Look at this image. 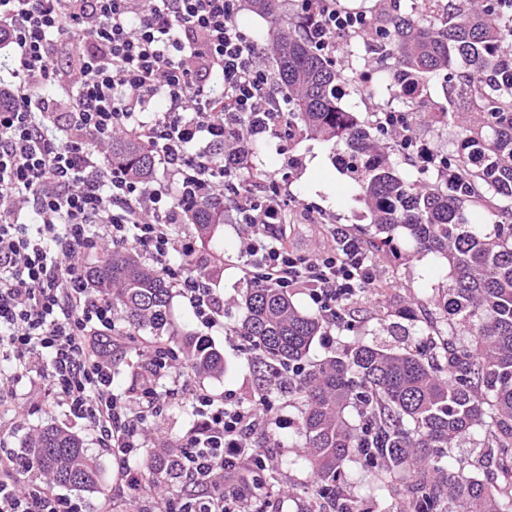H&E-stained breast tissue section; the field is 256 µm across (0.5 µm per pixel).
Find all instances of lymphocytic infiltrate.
Masks as SVG:
<instances>
[{"instance_id":"1","label":"lymphocytic infiltrate","mask_w":512,"mask_h":512,"mask_svg":"<svg viewBox=\"0 0 512 512\" xmlns=\"http://www.w3.org/2000/svg\"><path fill=\"white\" fill-rule=\"evenodd\" d=\"M241 0H0V46L11 64L9 107L0 108V362L35 398L0 392V512H86L47 484L23 485L5 435L35 399H53L114 457L127 495L96 512H259L254 486L268 449L253 437L272 409L264 390L229 404L175 369L171 347L140 341L131 394L115 392L112 354L127 345L112 307L90 288L82 255L135 248L173 281L203 326L224 303L205 278L183 271L197 255L181 232L191 204L223 195L243 243L246 280L304 292L335 320L336 305L379 281L377 252L344 224L329 245L289 249L288 191L276 179L240 182L223 155L192 151L247 124L251 135L285 136L287 99L261 63L262 47L236 24ZM363 31L339 0H318L307 37L327 56ZM79 47L72 70L54 56ZM153 145L172 187L129 179L104 154L115 133ZM194 416L178 446L189 488L176 497L148 489L135 460L155 443L147 430L166 397Z\"/></svg>"}]
</instances>
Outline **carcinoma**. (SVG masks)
Returning <instances> with one entry per match:
<instances>
[{"label": "carcinoma", "instance_id": "obj_1", "mask_svg": "<svg viewBox=\"0 0 512 512\" xmlns=\"http://www.w3.org/2000/svg\"><path fill=\"white\" fill-rule=\"evenodd\" d=\"M268 22L270 73L288 91V139L331 142L353 176L356 197L372 214L367 240L379 253H397L400 235L416 251L447 260L451 284L433 296L408 300L400 315L420 316L424 327L408 348L347 342L339 353L309 360L327 325L317 312L298 309L278 288L250 285L239 305L236 333L258 353L262 376L288 368L289 396L301 408V458L311 469L318 508L372 512L366 499L340 498L355 462L373 478L404 483L403 512H512V15L499 0H374L366 14L370 59L386 69L409 110L429 124L466 114L451 153L425 166L413 162L398 135L383 146L372 122L340 104V86L352 80L319 51L305 32L308 15L292 19L283 0H246ZM441 77L448 105L429 106L426 85ZM414 168L397 173L396 155ZM239 157L241 178L258 183L247 124L224 140V160ZM112 163L148 181L157 156L145 140L112 137ZM487 212L489 223L467 217ZM205 243L224 223V206L205 199L188 212ZM96 293L112 305L121 335L175 344L187 368L224 373V355L205 339L178 343L169 334L173 288L133 249L117 250L86 267ZM336 332L354 330L348 302L336 305ZM469 442L478 460L455 449ZM30 473L58 488L90 495L103 489V471L75 432L47 425L26 435L17 452ZM146 479L159 487L183 478L171 447L154 448Z\"/></svg>", "mask_w": 512, "mask_h": 512}]
</instances>
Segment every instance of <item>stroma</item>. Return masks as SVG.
<instances>
[{
    "instance_id": "35a3bbf8",
    "label": "stroma",
    "mask_w": 512,
    "mask_h": 512,
    "mask_svg": "<svg viewBox=\"0 0 512 512\" xmlns=\"http://www.w3.org/2000/svg\"><path fill=\"white\" fill-rule=\"evenodd\" d=\"M366 56L364 47L356 42L348 43L336 54L338 67L345 69L353 78L352 84L344 89L342 105L362 115L384 110L403 111V103L385 71L367 62ZM256 142L258 158L268 173L287 177L288 194L298 210L297 216L290 219L292 227L288 239L296 251H305L324 241V230L314 220L317 214H326L332 223L347 224L356 231L369 224L370 216L363 203L355 197L353 182L339 166L331 144L312 139H277L265 134L257 136ZM382 275L391 281V288L369 289L350 305L358 326L356 339L366 344L402 347L410 342L408 334L414 329L413 322L404 321L405 335L393 336L380 325V314L397 309L400 300L407 296L427 297L446 287L449 283L448 265L442 258L420 254L395 262L383 261ZM209 276L212 288L224 300L222 327L207 329L201 326L192 308L177 296L172 302L171 330L179 336L188 333L208 337L212 345L223 353L225 369L221 375L204 378L205 387L232 399L242 398L260 385L242 339L229 330L241 316L236 301L246 283L232 262L210 271ZM298 414L296 401L276 397L268 429L255 437L257 445L269 448L276 465L285 471L283 482L261 492L262 499L269 502L267 512H310L312 507L307 490L309 472L293 462L303 442L297 426ZM49 424L82 434L89 453L100 460L107 493L103 496L81 495L80 500L89 512H95L103 497L118 496L120 485L112 456L106 449L98 447L81 422L68 418L55 402H42L38 409L25 417L9 439L11 447H18L27 433Z\"/></svg>"
}]
</instances>
